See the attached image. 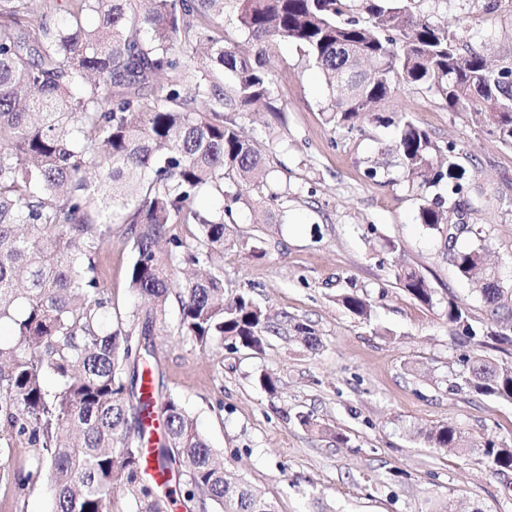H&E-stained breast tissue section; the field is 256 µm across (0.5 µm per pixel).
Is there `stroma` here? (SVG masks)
<instances>
[{
	"instance_id": "obj_1",
	"label": "stroma",
	"mask_w": 512,
	"mask_h": 512,
	"mask_svg": "<svg viewBox=\"0 0 512 512\" xmlns=\"http://www.w3.org/2000/svg\"><path fill=\"white\" fill-rule=\"evenodd\" d=\"M414 12L447 26L492 59L512 57V0L489 13L479 0H413ZM285 127L267 111L234 118L256 141L270 171L266 185L224 181L239 195L224 246V295L248 293L264 310L310 326L320 341L307 350L289 335L262 351L231 345L202 349L158 333L163 380L196 419L226 467L273 500L278 512H512V471L493 472L477 442L512 445V404L448 392L458 350L444 317L448 299L476 320L491 316L448 259L445 236L417 220L421 201L402 171L387 166L397 129L372 120L352 132L327 124L328 91L299 46L268 49ZM386 111L409 112L439 145L455 144L469 174L463 194L474 209L458 247L486 243L512 288V148L494 142L470 113L439 107L431 93L400 86ZM384 163L377 178L367 176ZM279 198L259 207L270 193ZM249 240L240 250L238 239ZM129 241L113 235L100 254L104 282L118 309L126 288ZM419 268L436 291L432 305L410 297L393 271ZM356 291L372 304L370 320L342 306ZM281 380L277 394L257 383ZM310 416L311 426L298 423ZM459 428L474 447L434 448L423 433Z\"/></svg>"
}]
</instances>
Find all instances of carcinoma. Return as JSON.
<instances>
[{
	"label": "carcinoma",
	"mask_w": 512,
	"mask_h": 512,
	"mask_svg": "<svg viewBox=\"0 0 512 512\" xmlns=\"http://www.w3.org/2000/svg\"><path fill=\"white\" fill-rule=\"evenodd\" d=\"M50 0H0V485L16 493L40 481L50 512H276L275 503L224 469L181 399L162 381L143 390V368L159 370L155 331L170 298L179 318L170 335L207 347L231 341L257 351L283 326L246 293L224 299V240L240 195H224L232 173L249 185L269 171L251 138L224 112L263 105L284 120L266 52L294 42L328 80L327 122L349 130L361 117L399 129L396 166L422 200L418 221L444 233L463 216L454 198L465 169L455 147L439 145L407 112L378 114L397 85L425 89L451 112H472L487 135L512 147V59L492 67L465 51L447 27L416 14L412 0H369L368 18L348 16L352 0H66L51 22ZM253 47L224 43V11ZM205 57L214 70L184 74ZM227 77L233 96L215 81ZM171 73L163 94L145 93ZM448 186V198L426 197ZM208 187L220 199L198 206ZM132 242L127 272L135 297L113 313L99 255L112 225ZM178 225L195 232L179 235ZM460 276L478 287L492 322L478 324L454 299L446 319L460 347L512 349V289L487 263L485 244L452 250ZM400 287L430 305L434 288L413 266L394 271ZM343 306L370 319L367 298ZM303 344L314 331L293 326ZM55 386L49 388L45 379ZM448 391L512 403V360L464 354ZM161 412L158 469L180 495L143 473V419ZM437 447L472 448L456 428L424 434ZM492 471L512 469V447L487 439Z\"/></svg>",
	"instance_id": "obj_1"
}]
</instances>
